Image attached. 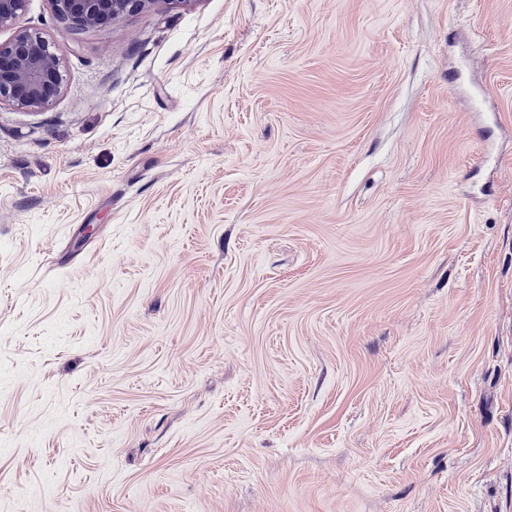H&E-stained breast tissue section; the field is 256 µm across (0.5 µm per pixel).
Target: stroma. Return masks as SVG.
I'll return each mask as SVG.
<instances>
[{"label": "stroma", "instance_id": "stroma-1", "mask_svg": "<svg viewBox=\"0 0 512 512\" xmlns=\"http://www.w3.org/2000/svg\"><path fill=\"white\" fill-rule=\"evenodd\" d=\"M16 25L0 512H512V0ZM60 48L40 32L16 29L0 42V106L39 112L61 93Z\"/></svg>", "mask_w": 512, "mask_h": 512}]
</instances>
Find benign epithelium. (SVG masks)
Returning <instances> with one entry per match:
<instances>
[{"instance_id": "benign-epithelium-1", "label": "benign epithelium", "mask_w": 512, "mask_h": 512, "mask_svg": "<svg viewBox=\"0 0 512 512\" xmlns=\"http://www.w3.org/2000/svg\"><path fill=\"white\" fill-rule=\"evenodd\" d=\"M28 0H0V30L11 28ZM158 0H52L56 15L70 30L109 25ZM60 48L39 32L17 29L0 42V105L39 112L61 93Z\"/></svg>"}]
</instances>
